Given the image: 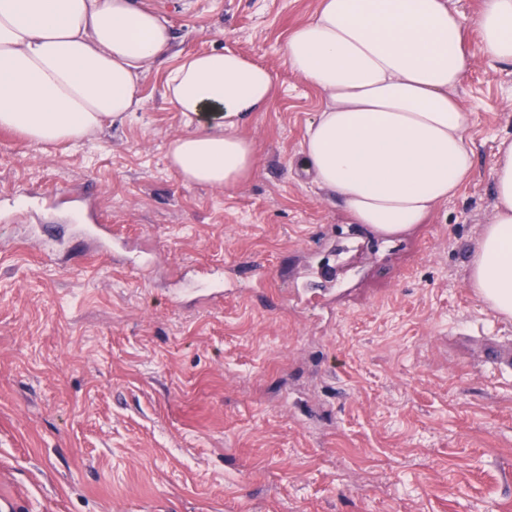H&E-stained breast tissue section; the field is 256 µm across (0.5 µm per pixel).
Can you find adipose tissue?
I'll list each match as a JSON object with an SVG mask.
<instances>
[{"label":"adipose tissue","instance_id":"1","mask_svg":"<svg viewBox=\"0 0 512 512\" xmlns=\"http://www.w3.org/2000/svg\"><path fill=\"white\" fill-rule=\"evenodd\" d=\"M484 55L512 63V0H484L467 19L454 0H319L288 35L290 69L322 94L301 167L355 223L396 234L425 223L469 180L474 152L457 91ZM166 21L137 0H0V128L30 144L78 141L142 105L140 87L170 48ZM271 71L223 48L183 58L165 97L190 129L167 157L185 182L239 185L255 168L239 133L266 111ZM495 210L471 257L469 285L512 318V141L492 169Z\"/></svg>","mask_w":512,"mask_h":512}]
</instances>
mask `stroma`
Here are the masks:
<instances>
[{
  "label": "stroma",
  "instance_id": "obj_1",
  "mask_svg": "<svg viewBox=\"0 0 512 512\" xmlns=\"http://www.w3.org/2000/svg\"><path fill=\"white\" fill-rule=\"evenodd\" d=\"M172 49L143 106L77 143L0 130V198L79 195L99 239L0 209V492L27 512H512V319L484 309L469 257L512 138V63L459 97L475 163L422 224L353 223L296 164L321 94L287 66L319 0H144ZM234 48L274 75L240 128L238 186L187 184L165 80ZM260 265L273 291L211 302L195 273Z\"/></svg>",
  "mask_w": 512,
  "mask_h": 512
}]
</instances>
